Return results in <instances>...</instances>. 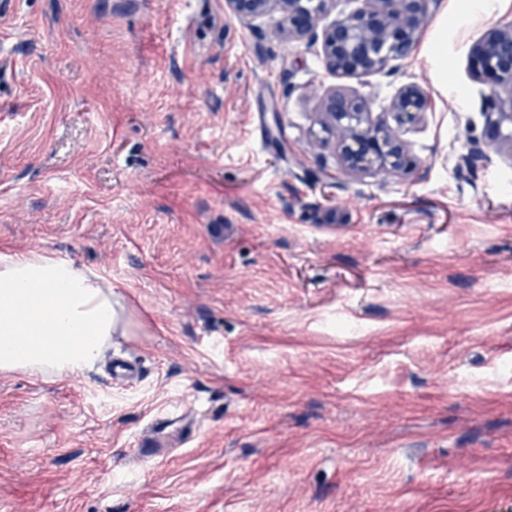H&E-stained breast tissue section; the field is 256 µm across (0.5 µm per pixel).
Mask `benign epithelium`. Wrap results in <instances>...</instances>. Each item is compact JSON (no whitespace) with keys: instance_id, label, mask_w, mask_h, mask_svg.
Returning <instances> with one entry per match:
<instances>
[{"instance_id":"benign-epithelium-1","label":"benign epithelium","mask_w":512,"mask_h":512,"mask_svg":"<svg viewBox=\"0 0 512 512\" xmlns=\"http://www.w3.org/2000/svg\"><path fill=\"white\" fill-rule=\"evenodd\" d=\"M334 0H224L225 11L250 24L274 13L280 15L271 34L293 38L316 49L334 74H369L413 52L429 20L431 0H361V6L341 22L322 25ZM470 55L475 78L490 81L484 95V134L491 142L512 147V23L484 33L474 41ZM427 93L414 85L397 91L391 119L374 115L358 95L330 92L324 101L321 133L310 146L330 149L339 166L351 173L383 170L403 174L408 144L404 134L422 122Z\"/></svg>"}]
</instances>
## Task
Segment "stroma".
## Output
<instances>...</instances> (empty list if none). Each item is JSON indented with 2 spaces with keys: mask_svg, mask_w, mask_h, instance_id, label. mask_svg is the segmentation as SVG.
<instances>
[{
  "mask_svg": "<svg viewBox=\"0 0 512 512\" xmlns=\"http://www.w3.org/2000/svg\"><path fill=\"white\" fill-rule=\"evenodd\" d=\"M429 11L428 54L339 76L224 0H0V253L99 269L130 323L0 374V512H512V151L468 59L512 6ZM407 84L404 174L308 150L326 91Z\"/></svg>",
  "mask_w": 512,
  "mask_h": 512,
  "instance_id": "1",
  "label": "stroma"
}]
</instances>
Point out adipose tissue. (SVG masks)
I'll list each match as a JSON object with an SVG mask.
<instances>
[{
  "mask_svg": "<svg viewBox=\"0 0 512 512\" xmlns=\"http://www.w3.org/2000/svg\"><path fill=\"white\" fill-rule=\"evenodd\" d=\"M98 269L50 252L0 254V373L62 380L93 371L124 329Z\"/></svg>",
  "mask_w": 512,
  "mask_h": 512,
  "instance_id": "adipose-tissue-1",
  "label": "adipose tissue"
}]
</instances>
